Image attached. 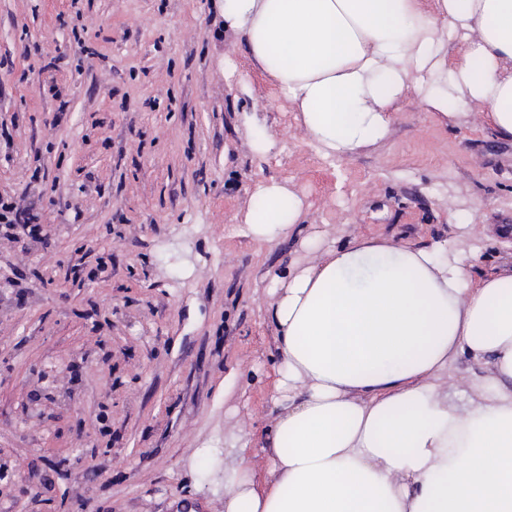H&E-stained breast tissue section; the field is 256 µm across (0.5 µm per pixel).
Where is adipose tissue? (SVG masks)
I'll use <instances>...</instances> for the list:
<instances>
[{"label":"adipose tissue","mask_w":512,"mask_h":512,"mask_svg":"<svg viewBox=\"0 0 512 512\" xmlns=\"http://www.w3.org/2000/svg\"><path fill=\"white\" fill-rule=\"evenodd\" d=\"M220 2L323 159L383 145L410 96L512 139V0ZM308 209L287 181L250 189L247 236L308 257L269 280L271 421L259 441L225 435L224 512H512V253L476 274V225L341 244L308 230ZM462 357L475 373L458 375Z\"/></svg>","instance_id":"ef3b65f1"}]
</instances>
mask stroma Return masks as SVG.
I'll return each instance as SVG.
<instances>
[{"label":"stroma","mask_w":512,"mask_h":512,"mask_svg":"<svg viewBox=\"0 0 512 512\" xmlns=\"http://www.w3.org/2000/svg\"><path fill=\"white\" fill-rule=\"evenodd\" d=\"M232 40L218 0H0V197L39 224L0 238V512H222L225 433L269 422L268 276L306 256L239 233L256 181L356 234L443 238L457 210L485 235L471 264L500 260L511 140L410 100L384 145L322 159L243 55L255 94L228 88ZM252 153L263 160L270 156H276L279 147V138L273 132L261 130L249 143Z\"/></svg>","instance_id":"1"}]
</instances>
